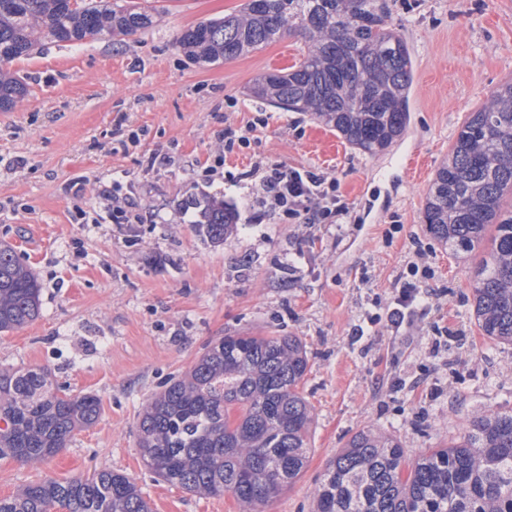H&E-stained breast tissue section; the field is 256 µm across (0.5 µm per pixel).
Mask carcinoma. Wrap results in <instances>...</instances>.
<instances>
[{"mask_svg": "<svg viewBox=\"0 0 512 512\" xmlns=\"http://www.w3.org/2000/svg\"><path fill=\"white\" fill-rule=\"evenodd\" d=\"M158 10L138 0H0V111L28 95L4 70L45 39L121 40L153 27ZM386 0H245L240 9L185 29L178 46L198 64L258 50L286 35L302 59L268 73L252 93L286 110L313 112L350 145L374 155L404 132L413 83L410 50L389 23ZM512 82L469 113L448 162L429 187L423 223L455 254L488 240L473 278L482 334L512 344ZM206 232L235 225L223 207ZM40 286L14 248L0 244V332L40 313ZM309 370L295 336L243 332L208 342L192 368L142 409L138 447L163 482L189 493L230 494L245 512L289 488L306 467L314 425L302 385ZM99 399L53 387L41 369L0 370V459L37 464L92 425ZM315 512H512V410L485 409L442 448L411 457L392 435L361 430L315 487ZM151 512L126 474L103 467L65 482L31 483L0 497V512Z\"/></svg>", "mask_w": 512, "mask_h": 512, "instance_id": "cac0c4a2", "label": "carcinoma"}]
</instances>
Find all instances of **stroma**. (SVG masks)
<instances>
[{
	"label": "stroma",
	"instance_id": "1",
	"mask_svg": "<svg viewBox=\"0 0 512 512\" xmlns=\"http://www.w3.org/2000/svg\"><path fill=\"white\" fill-rule=\"evenodd\" d=\"M150 2L156 24L122 44L47 42L9 66L29 94L0 111V241L36 275L41 313L0 333V369H45L53 385L97 396L100 412L41 463L1 459L0 497L109 467L135 479L152 512H243L232 495L158 480L136 431L143 404L207 342L244 330L298 337L309 356L312 452L264 512H314L321 475L360 430L395 435L416 454L446 445L481 410L512 408V345L475 324L474 261L423 223L463 122L512 81V0H390L414 80L404 134L374 156L309 113L253 97L257 77L298 61L300 39L200 65L177 37L242 0ZM118 122L142 131L140 145L113 139ZM228 126L252 127L251 145L205 174ZM260 160L335 179V223L270 209L249 174ZM116 193L141 223L112 222ZM209 201L236 215L219 242L201 225ZM414 264L432 271L428 303L400 330L369 326Z\"/></svg>",
	"mask_w": 512,
	"mask_h": 512
}]
</instances>
